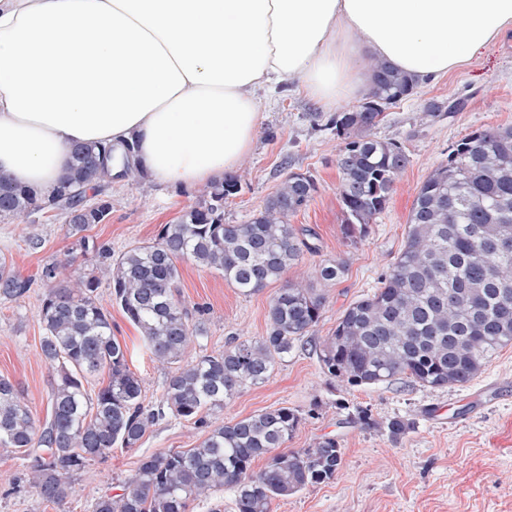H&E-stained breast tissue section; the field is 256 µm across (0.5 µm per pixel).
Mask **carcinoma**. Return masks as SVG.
I'll return each mask as SVG.
<instances>
[{"instance_id": "obj_1", "label": "carcinoma", "mask_w": 512, "mask_h": 512, "mask_svg": "<svg viewBox=\"0 0 512 512\" xmlns=\"http://www.w3.org/2000/svg\"><path fill=\"white\" fill-rule=\"evenodd\" d=\"M370 68L364 101L334 118L343 139L337 158L343 233L352 243L366 236L408 165L396 142L377 139L371 131L387 108L413 94L415 84L384 62ZM99 153L108 150L94 144L75 150L51 206L0 172V218L38 209L61 216L83 251L101 258L97 270L74 278L55 264L43 266L40 280L51 285L40 310L41 355L53 371L47 415L36 421L17 387L0 377V452L26 461L32 487L58 503L71 492L74 473L116 446L136 447L168 410L209 427L207 436L193 448L141 459L123 493L94 498L92 512H188L190 503L226 485L235 489V512H271L274 499L332 479L342 464L334 437L272 454L299 424L292 408L215 425L207 420L241 388L268 380L277 362L304 345L325 302L312 283L287 282L277 289L266 335L202 356L171 375L156 410L143 406L127 348L113 336L112 314L95 297L107 280L112 300L153 359L162 365L180 360L202 332L205 309L181 303L178 264L190 260L213 269L246 295L281 280L305 253L315 251L306 230L290 223L312 198L314 181L289 175L244 224L224 223V198L238 191V181L213 185L207 200L163 225L155 243L131 248L114 263L110 250L86 234L108 222L111 204L79 207L87 191L101 187L103 169L92 159ZM346 271L345 261L329 260L319 265L316 281L327 285ZM30 287L31 281L0 261V296L19 298ZM507 346H512V127L476 130L453 146L448 162L420 187L405 244L381 286L345 309L317 354L326 374L351 386L405 380L436 389L471 382ZM104 372L107 385L90 394L86 385ZM356 421L395 442L414 428L399 417L375 422L365 411ZM266 454L265 468L251 471L252 462Z\"/></svg>"}]
</instances>
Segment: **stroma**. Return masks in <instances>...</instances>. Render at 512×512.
<instances>
[{
    "label": "stroma",
    "instance_id": "1",
    "mask_svg": "<svg viewBox=\"0 0 512 512\" xmlns=\"http://www.w3.org/2000/svg\"><path fill=\"white\" fill-rule=\"evenodd\" d=\"M363 100L359 94L320 105L294 84L269 95L252 150L236 171L239 190L224 201V221L242 224L251 219L288 174L311 176L316 190L291 222L315 232L319 251L305 254L285 278L314 279L326 260H345L347 271L337 282L322 286L325 304L310 344L277 363L265 383L240 389L215 419L229 422L287 406L298 411L300 422L283 452L313 447L326 436L339 440L343 460L336 475L276 499L272 512H512V346L489 358L469 384L439 389L400 380L353 387L324 374L315 352L344 310L378 287L404 246L418 190L447 162L453 145L475 130L512 127V30L386 110L372 134L395 141L409 164L395 181L386 209L353 244L342 234L337 168L342 140L331 120ZM433 102L441 104V112L423 119L424 107ZM99 197L111 203L112 213L108 223L96 225L90 234L117 258L132 247L155 243L163 225L204 201L206 189L172 191L125 178L102 187ZM34 236L41 241L35 250L28 246ZM0 258L32 281L23 297L0 296V376L15 384L40 420L47 411L52 371L40 355L39 312L48 288L38 274L54 263L65 274L80 275L94 269L99 258L81 249L60 217L0 219ZM179 270L181 300L191 308H208L205 331L190 343L183 362L219 353L233 339L266 335L274 287L246 296L217 271L190 261L180 263ZM95 295L112 314L114 336L128 348L144 406L155 407L178 365L153 360L107 284H100ZM361 410L377 421L404 417L415 428L394 442L376 428L353 422ZM206 433L194 422L165 415L136 448H116L90 462L74 476L72 494L58 504L45 501L29 485L23 460L0 454V512H91L92 500L101 493H121L142 457L195 447Z\"/></svg>",
    "mask_w": 512,
    "mask_h": 512
}]
</instances>
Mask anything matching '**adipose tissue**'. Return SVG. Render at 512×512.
<instances>
[{
  "label": "adipose tissue",
  "instance_id": "obj_1",
  "mask_svg": "<svg viewBox=\"0 0 512 512\" xmlns=\"http://www.w3.org/2000/svg\"><path fill=\"white\" fill-rule=\"evenodd\" d=\"M512 28V0H0V170L53 195L76 146L190 190L249 154L261 90L333 104L379 59L426 84Z\"/></svg>",
  "mask_w": 512,
  "mask_h": 512
}]
</instances>
